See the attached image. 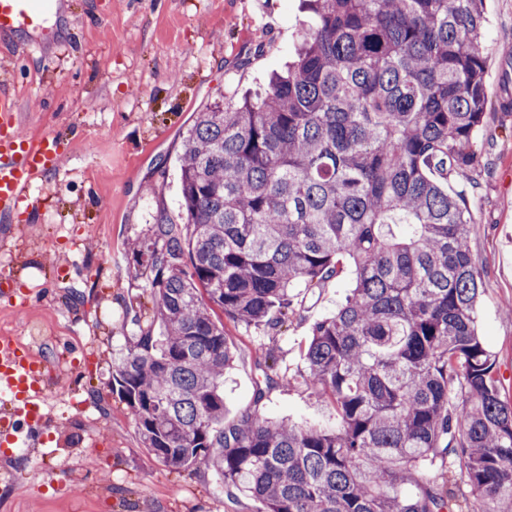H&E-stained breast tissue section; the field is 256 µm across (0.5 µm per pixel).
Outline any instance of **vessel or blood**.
<instances>
[{"instance_id":"vessel-or-blood-1","label":"vessel or blood","mask_w":512,"mask_h":512,"mask_svg":"<svg viewBox=\"0 0 512 512\" xmlns=\"http://www.w3.org/2000/svg\"><path fill=\"white\" fill-rule=\"evenodd\" d=\"M54 0H0V36L19 30L39 32L45 12ZM18 101L0 94V222L12 223L29 190L53 172L62 153L57 137L46 133L23 137ZM43 360L24 349L13 338L0 336V392L10 394L14 410L0 420V443H15L20 434L34 432L42 423L41 405L45 386Z\"/></svg>"}]
</instances>
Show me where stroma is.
Wrapping results in <instances>:
<instances>
[{"mask_svg":"<svg viewBox=\"0 0 512 512\" xmlns=\"http://www.w3.org/2000/svg\"><path fill=\"white\" fill-rule=\"evenodd\" d=\"M485 17L479 164L449 177L448 190L471 193L478 332L512 399V314L503 310L512 300V0H485ZM312 21L302 0H66L44 51L20 54L27 34L0 37V93L17 95L21 133L54 132L64 150L58 171L33 185L35 206L0 230V281L20 293L0 299V336L44 356L50 401L42 426L0 456V512H256L212 472H175L151 456L112 392V370L130 345L132 312L148 303L144 279L128 273L131 248L157 209L181 219L179 156L196 112L259 92ZM353 283L348 267L300 289L302 306L278 332L225 320L234 354L225 421L249 412L335 421L330 406L280 377L303 368L313 323Z\"/></svg>","mask_w":512,"mask_h":512,"instance_id":"35a3bbf8","label":"stroma"}]
</instances>
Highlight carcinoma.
Segmentation results:
<instances>
[{
    "instance_id": "1",
    "label": "carcinoma",
    "mask_w": 512,
    "mask_h": 512,
    "mask_svg": "<svg viewBox=\"0 0 512 512\" xmlns=\"http://www.w3.org/2000/svg\"><path fill=\"white\" fill-rule=\"evenodd\" d=\"M316 17L259 97L218 99L183 139V223L133 249L153 324L112 373L145 448L205 466L258 512H512V401L478 333L467 195L487 94L484 0H305ZM355 267L284 377L334 427L224 424L234 354L214 308L280 331L294 288Z\"/></svg>"
}]
</instances>
